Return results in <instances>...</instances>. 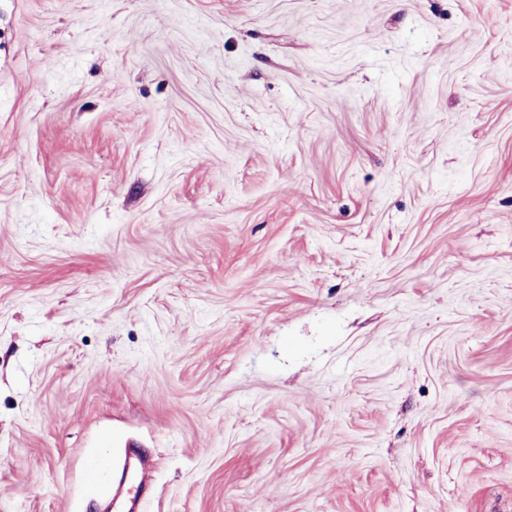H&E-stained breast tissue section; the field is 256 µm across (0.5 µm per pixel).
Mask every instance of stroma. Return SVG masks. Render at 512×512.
Masks as SVG:
<instances>
[{"label":"stroma","instance_id":"35a3bbf8","mask_svg":"<svg viewBox=\"0 0 512 512\" xmlns=\"http://www.w3.org/2000/svg\"><path fill=\"white\" fill-rule=\"evenodd\" d=\"M512 512V0H0V512Z\"/></svg>","mask_w":512,"mask_h":512}]
</instances>
